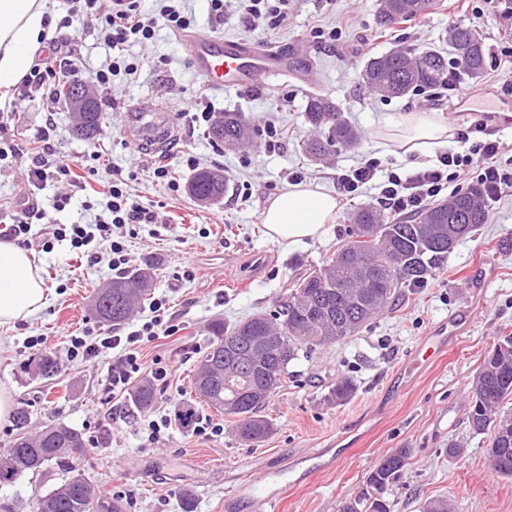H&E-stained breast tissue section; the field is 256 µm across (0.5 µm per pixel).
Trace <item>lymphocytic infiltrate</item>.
I'll return each instance as SVG.
<instances>
[{
    "label": "lymphocytic infiltrate",
    "mask_w": 512,
    "mask_h": 512,
    "mask_svg": "<svg viewBox=\"0 0 512 512\" xmlns=\"http://www.w3.org/2000/svg\"><path fill=\"white\" fill-rule=\"evenodd\" d=\"M143 0H112L111 10H104L102 0H75L74 6L63 21L64 27L79 31L90 19L101 23L103 39L112 56L100 66L93 76L97 86L107 87L114 76L132 75L141 70L144 62L127 59L122 50L127 43L144 42L154 38L158 28L174 31L194 27L191 11L185 5L162 6L158 13L144 10ZM289 0H208L209 13L215 20H223L228 12H236L254 29L273 30L288 18ZM483 121L457 128L455 146L441 152L433 166L410 173L394 169L392 159L368 157L357 166L337 173L336 180L341 193L347 199L358 198L363 187L378 184L376 198L380 208L397 214H409L434 200L450 183L476 179L488 199H497L502 187H512V166L500 159V145L487 137ZM107 213L98 217L94 226L73 224L57 229L58 237L69 238L73 248L89 246L100 238L110 243L113 269L119 270L131 261L122 240L113 238L112 230L129 224L153 223L155 215L149 209L134 202L125 189L122 176H115L109 189ZM165 299H155L151 314L136 324L126 335L74 336L70 339L68 354L73 361H90L101 354L112 353V365L108 370L106 387L112 395H122L142 375H149L159 385L167 384L171 370L155 364L144 368L140 351L146 344L174 335L178 327L167 316Z\"/></svg>",
    "instance_id": "lymphocytic-infiltrate-1"
}]
</instances>
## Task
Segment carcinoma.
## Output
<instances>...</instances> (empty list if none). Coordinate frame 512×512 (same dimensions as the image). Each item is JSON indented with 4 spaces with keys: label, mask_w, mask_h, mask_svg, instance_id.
<instances>
[{
    "label": "carcinoma",
    "mask_w": 512,
    "mask_h": 512,
    "mask_svg": "<svg viewBox=\"0 0 512 512\" xmlns=\"http://www.w3.org/2000/svg\"><path fill=\"white\" fill-rule=\"evenodd\" d=\"M439 0H380L381 21L385 25L408 21L431 13ZM448 45L466 73L479 77L485 69V44L472 25L456 24L448 31ZM363 83L382 97H401L418 89H434L448 79V58L435 49L416 50L398 46L370 58L361 74ZM303 123L312 132L304 145L305 155L322 159L336 145L354 147L359 134L329 98L308 96ZM250 123L240 112L224 113V147L235 149L249 140ZM228 179L223 171L201 169L188 182L195 197L214 193L224 197ZM488 209L480 186L456 193L447 202H433L408 217H389L371 207L358 208L352 217L348 239L336 254L318 268L299 274L288 296L272 313H257L226 325L212 323L211 347L199 362L214 361L211 399L206 404L235 422V434L245 443L256 444L273 430L262 414L265 404L276 395L288 377V365L302 349L311 350L356 335L367 322L396 306L403 289L426 283L448 258L458 242L487 223ZM152 264L144 263L130 276H119L108 286L110 293L95 294L93 306L103 321L118 326L130 317L136 304L149 295ZM324 301L326 313L315 315L311 306ZM234 343L252 351L256 358L229 388L226 378L237 372L225 357L224 345ZM38 373L45 378L58 371L56 358L48 352L36 357ZM356 391L353 380L344 377L329 386L326 400L342 404ZM156 396L154 384L145 379L135 385L130 397L139 410L148 409ZM512 399V336L506 335L484 358L472 382L469 423L477 435L495 438L487 449L493 470L512 478V412L503 410V401ZM175 422L192 426L197 408L192 402L178 405ZM84 446L82 433L64 424H48L34 435L15 438L11 452L0 455V486H10L26 473L36 472L55 461L68 463V456ZM410 449L396 448L384 456L370 472V491L355 500H346L339 512H391V504L381 496L406 471ZM63 483L44 494L48 512H90L94 502L108 512H122L120 502L95 490L84 474L70 468Z\"/></svg>",
    "instance_id": "1"
}]
</instances>
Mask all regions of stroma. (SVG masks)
<instances>
[{
	"label": "stroma",
	"mask_w": 512,
	"mask_h": 512,
	"mask_svg": "<svg viewBox=\"0 0 512 512\" xmlns=\"http://www.w3.org/2000/svg\"><path fill=\"white\" fill-rule=\"evenodd\" d=\"M378 9L379 0H291L287 21L264 39L310 67L314 83L211 93L216 109L243 113L254 128L252 138L236 151H225L208 132L184 122L161 153L128 140L129 102L159 98L175 106L203 89L187 49L163 29L154 40L128 44L125 50L129 57L149 59V66L128 78L114 77L99 96L103 133L93 143L101 153L95 175L77 186L53 179L34 192L26 179L27 159L0 161V228L20 205L49 211V222L34 221L25 247L51 293L48 307L39 314L0 327V389L10 392L14 408L27 412L28 432L62 423L83 436L100 437L103 451L71 454L69 463L95 488L119 498L123 512H182L186 491L192 495L193 512H224L230 484L248 473L262 476L274 463H294L316 448L336 449L333 466L313 472L304 483L283 485L274 512H338L341 501L359 495L374 466L396 448L411 449L412 456L402 479L387 493L392 512H420L424 502L445 497L455 512H512V479L490 469L489 439L474 434L468 422L472 381L483 358L500 336L512 333V188H503L487 223L456 245L426 287L406 291L395 310L357 335L299 355L289 364L285 386L264 409L272 433L258 445L237 440L231 419L203 404L199 415L222 423L223 434L193 436L175 426L161 442L145 444L138 434L140 413L129 396L115 399L105 389L111 355L88 362L66 359L69 336L88 330L122 336L150 313L145 302L121 325L100 321L90 299L95 288L114 276L108 244L96 245L98 259L93 262L83 250L52 234L55 224L94 223L104 210L102 188L110 182L112 169L128 175V192L157 215L155 223L127 226L122 235L131 268L154 263L152 295L167 300L179 327L173 336L142 351L144 365L158 359L172 370L170 386L157 387L150 408L160 417L172 414L177 403L194 400L191 375L210 345L214 320L231 325L274 310L294 275L322 266L344 243L354 209L375 203L376 189H364L358 199L341 200L321 238L293 246L274 242L266 234L262 213L268 198L288 188L291 173L334 194L337 171L372 151L393 158L405 171L428 167L434 153L396 155L391 144L376 138V129L391 117L419 111L451 115L460 125L476 120L484 105L499 103L504 92L498 84L466 75L460 78L469 89L466 113H449L448 101L424 94L384 99L371 92L361 79L370 57L398 44L447 49L448 28L462 13L459 0H443L430 14L382 27ZM334 28L342 32L335 45L316 39V31ZM479 31L488 67H512V19L488 15ZM52 38L59 58L73 61L80 79H89L109 57L97 23L75 33L57 30ZM312 92L336 103L360 133L357 147H336L317 163L301 149L309 131L299 114ZM49 112L57 124L49 139L50 154L82 160L91 143L74 135L65 101L44 89L22 101L15 119L0 128V148L38 146ZM270 123L280 132L275 148L266 133ZM190 155L200 166L223 168L229 188L222 201L202 207L187 194L192 172L185 159ZM162 159L179 190L154 178L153 168ZM63 195L69 196V204L53 209V200ZM488 260L496 276L485 285L471 271ZM455 318L461 321L458 336L430 362L419 364L422 339ZM32 336L45 337V351L59 363L53 379L33 372ZM345 376L355 380V396L342 405L327 402L329 385ZM452 443L461 446V454H449ZM66 469L45 465L1 488L0 500L9 501L14 512H31L34 495L63 483Z\"/></svg>",
	"instance_id": "1"
}]
</instances>
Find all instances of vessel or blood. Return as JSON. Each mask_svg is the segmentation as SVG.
Here are the masks:
<instances>
[{
    "label": "vessel or blood",
    "mask_w": 512,
    "mask_h": 512,
    "mask_svg": "<svg viewBox=\"0 0 512 512\" xmlns=\"http://www.w3.org/2000/svg\"><path fill=\"white\" fill-rule=\"evenodd\" d=\"M178 41L189 50L190 65L203 85L212 91L250 90L271 87L282 77L299 74L298 66L290 64L286 54L256 41L224 40L211 35L186 31L178 33ZM129 123L135 130L133 142H155L162 133L174 128L176 115L165 103L138 102L126 108ZM306 471L289 467L292 483L304 482L309 472L330 468L332 459L326 449L313 450L305 457ZM271 508L274 499L266 494L260 481H245L231 490L224 501L226 512H234L238 503Z\"/></svg>",
    "instance_id": "vessel-or-blood-1"
}]
</instances>
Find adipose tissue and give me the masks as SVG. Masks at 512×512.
Returning a JSON list of instances; mask_svg holds the SVG:
<instances>
[{
    "mask_svg": "<svg viewBox=\"0 0 512 512\" xmlns=\"http://www.w3.org/2000/svg\"><path fill=\"white\" fill-rule=\"evenodd\" d=\"M55 17L49 0H0V109H8L14 87L29 73L49 41ZM389 140L404 152L442 146L453 127L427 112H408L385 122ZM338 202L314 183H299L273 195L263 221L272 240L295 244L321 238ZM50 302L30 252L0 241V326L25 321Z\"/></svg>",
    "mask_w": 512,
    "mask_h": 512,
    "instance_id": "adipose-tissue-1",
    "label": "adipose tissue"
}]
</instances>
